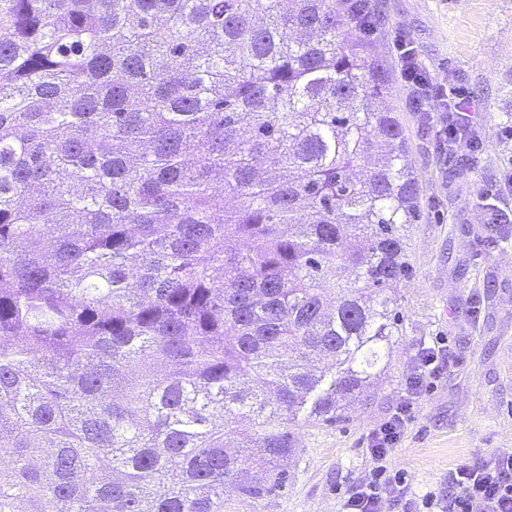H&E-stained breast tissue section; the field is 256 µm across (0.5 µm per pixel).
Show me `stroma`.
I'll return each mask as SVG.
<instances>
[{
	"label": "stroma",
	"mask_w": 512,
	"mask_h": 512,
	"mask_svg": "<svg viewBox=\"0 0 512 512\" xmlns=\"http://www.w3.org/2000/svg\"><path fill=\"white\" fill-rule=\"evenodd\" d=\"M381 16L365 38L381 57L392 103L424 186L411 245V276L399 290L403 334L373 388L333 425L299 431L285 488L256 502L229 493L224 512H339L345 488L370 468L367 438L404 394L422 341L441 337L448 363L390 453L413 495L448 497V474L489 449L512 450V238H489L486 204L512 208V0H375ZM415 47L439 85L472 99L484 147L445 160L448 143L423 125L397 65L395 33Z\"/></svg>",
	"instance_id": "stroma-1"
}]
</instances>
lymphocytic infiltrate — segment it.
Returning <instances> with one entry per match:
<instances>
[{"instance_id": "lymphocytic-infiltrate-1", "label": "lymphocytic infiltrate", "mask_w": 512, "mask_h": 512, "mask_svg": "<svg viewBox=\"0 0 512 512\" xmlns=\"http://www.w3.org/2000/svg\"><path fill=\"white\" fill-rule=\"evenodd\" d=\"M447 122L441 131L455 137L453 146L459 151H477L472 128L471 104L449 94L441 106ZM449 351L443 341L422 345L415 357V368L406 381L405 395L394 413L368 435L371 468L343 496L341 512H384L385 501L400 505L403 512H512V451L501 449L486 453L478 462L459 466L448 475L452 493L447 502L434 495L409 498L402 474L391 472L390 451L403 438L412 421L415 408L431 379L440 373Z\"/></svg>"}]
</instances>
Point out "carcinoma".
I'll list each match as a JSON object with an SVG mask.
<instances>
[{
    "label": "carcinoma",
    "mask_w": 512,
    "mask_h": 512,
    "mask_svg": "<svg viewBox=\"0 0 512 512\" xmlns=\"http://www.w3.org/2000/svg\"><path fill=\"white\" fill-rule=\"evenodd\" d=\"M391 99L336 0H0V512L285 488L402 335Z\"/></svg>",
    "instance_id": "obj_1"
}]
</instances>
